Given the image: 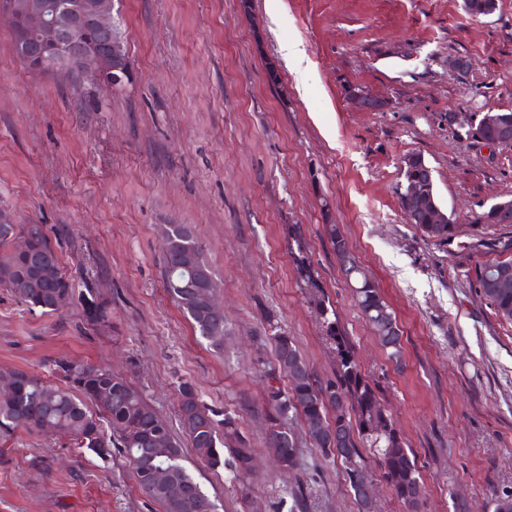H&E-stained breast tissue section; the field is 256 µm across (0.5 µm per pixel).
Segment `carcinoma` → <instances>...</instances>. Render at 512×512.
Masks as SVG:
<instances>
[{
    "instance_id": "cac0c4a2",
    "label": "carcinoma",
    "mask_w": 512,
    "mask_h": 512,
    "mask_svg": "<svg viewBox=\"0 0 512 512\" xmlns=\"http://www.w3.org/2000/svg\"><path fill=\"white\" fill-rule=\"evenodd\" d=\"M498 135V127L492 124L479 122L472 128V138L484 143L496 141ZM15 228L28 240L29 249L16 251L11 239L0 234V286L18 302L44 313L60 309L77 296L91 326L107 325V302L92 288L76 293L75 280L65 272L42 227L17 224ZM419 228L427 237L440 241L450 240L456 230L450 220L432 225L423 221ZM326 233L336 258H341L349 250L347 239L335 224L326 225ZM188 251L195 254L197 264L206 272L203 288L196 287L192 274L182 268V254ZM162 268L166 288L195 332L209 347L223 350L224 318L213 316L208 304L218 283L203 257L192 225L171 224L166 228ZM296 268L305 286L315 290L312 302L335 354L336 376L325 383L318 381L293 339L282 332L273 333L276 364L265 372L267 447L273 450L282 472L296 470L297 446L288 420L299 416L313 445L340 462L359 512H374V504L361 496L357 484L359 479L374 477L368 466V451L375 459L380 477L405 512H421L425 487L415 455L358 367L353 350L334 319L330 302L325 299L316 269L303 255L296 258ZM340 269L353 283L361 315L388 360L401 365V330L380 289L355 260L340 265ZM506 274L512 275L511 255L485 262L478 285L496 314L512 324V286L498 284V278ZM53 367L65 385H54L25 370L9 373L13 388L0 393V431L44 432L52 428L58 434L72 437L77 447L86 448L101 459L112 457L115 449L126 459L142 493L161 512H216L215 502L183 465L182 443L142 393L103 366L61 359ZM282 376L288 380L287 388L272 385ZM178 420L188 446L201 461L211 466L224 464L233 483L242 484L252 476L253 449L240 432L239 415H223L208 407L196 387L184 381L178 389ZM330 428L340 437L339 452L331 449L325 439ZM160 470L170 471L179 495H171L156 484ZM492 504L493 512H512V491L493 492Z\"/></svg>"
}]
</instances>
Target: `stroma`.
I'll return each instance as SVG.
<instances>
[{
    "mask_svg": "<svg viewBox=\"0 0 512 512\" xmlns=\"http://www.w3.org/2000/svg\"><path fill=\"white\" fill-rule=\"evenodd\" d=\"M131 63L112 92H77L17 62L0 24V216L40 224L77 283L110 304L93 331L79 302L44 314L0 287V373L52 378L70 358L107 366L177 425V384L231 409L256 456L248 493L194 455L186 467L217 512H358L339 463L294 420L299 466L265 446L267 327L290 336L320 379L333 353L291 247L305 250L358 364L413 449L423 512H492L512 489V324L476 276L512 224L475 226L512 200V146L466 135L472 112L512 109V0L473 17L463 0H119ZM300 43L307 61L284 55ZM468 61L467 71L450 67ZM384 101L359 111L354 92ZM431 167L457 224L450 241L406 223L403 158ZM190 224L220 285L228 336L216 353L163 283L161 229ZM339 225L402 331L390 363L325 233ZM0 512H159L120 456L70 438L0 433Z\"/></svg>",
    "mask_w": 512,
    "mask_h": 512,
    "instance_id": "stroma-1",
    "label": "stroma"
}]
</instances>
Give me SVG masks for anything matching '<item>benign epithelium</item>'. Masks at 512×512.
<instances>
[{"mask_svg":"<svg viewBox=\"0 0 512 512\" xmlns=\"http://www.w3.org/2000/svg\"><path fill=\"white\" fill-rule=\"evenodd\" d=\"M113 0H0V20L7 21L13 51L31 72L74 67L93 85L115 90L130 75L129 62L115 33ZM357 108L376 112L383 102L368 93L356 95ZM487 122L499 127L494 145L512 146V126L489 111ZM404 216L409 224L420 214L442 222L440 210L430 207L431 196L415 185L406 191Z\"/></svg>","mask_w":512,"mask_h":512,"instance_id":"benign-epithelium-1","label":"benign epithelium"}]
</instances>
